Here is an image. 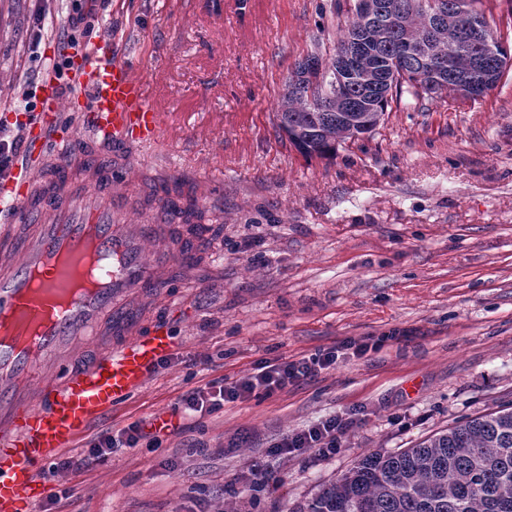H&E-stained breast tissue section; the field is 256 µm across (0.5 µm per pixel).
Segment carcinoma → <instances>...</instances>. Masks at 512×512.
Returning a JSON list of instances; mask_svg holds the SVG:
<instances>
[{"label":"carcinoma","instance_id":"obj_1","mask_svg":"<svg viewBox=\"0 0 512 512\" xmlns=\"http://www.w3.org/2000/svg\"><path fill=\"white\" fill-rule=\"evenodd\" d=\"M372 2L391 24L373 29L356 9L336 26L338 49L365 37L361 75L336 90L329 57L317 50L295 63L284 83L278 126L306 156H334L338 145L373 135L405 94L420 102L462 100L455 85L467 81L477 85V98L512 69L501 37L489 50L476 36L489 24L481 0ZM407 43L424 47L431 63L405 52ZM168 204L183 232L203 240V212L181 209L172 198ZM307 512H512V407L457 422L410 448L361 456Z\"/></svg>","mask_w":512,"mask_h":512}]
</instances>
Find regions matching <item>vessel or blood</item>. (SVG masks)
<instances>
[{
    "label": "vessel or blood",
    "mask_w": 512,
    "mask_h": 512,
    "mask_svg": "<svg viewBox=\"0 0 512 512\" xmlns=\"http://www.w3.org/2000/svg\"><path fill=\"white\" fill-rule=\"evenodd\" d=\"M71 67L76 89L62 94L55 74L40 89L36 121L24 131L31 164L0 178V211L37 214L17 262L0 270V512H23L46 495L43 466L74 447L88 425L142 389L179 343L167 326L141 330L123 303L144 283L161 286L175 244L166 230L142 236L139 224L114 217L111 197L126 194L139 170L125 165L107 190L89 181L64 198L65 174L47 181V138L75 135L100 148L151 150L166 132L145 83L113 61L101 39ZM73 113L77 126L63 116ZM109 323L115 344H88Z\"/></svg>",
    "instance_id": "b4317fda"
}]
</instances>
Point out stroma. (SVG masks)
<instances>
[{"mask_svg":"<svg viewBox=\"0 0 512 512\" xmlns=\"http://www.w3.org/2000/svg\"><path fill=\"white\" fill-rule=\"evenodd\" d=\"M39 0H0V124L25 72L56 61L69 0H49L35 61L25 42ZM354 0H111L88 45L112 41L166 112L160 149L130 147L128 194L148 229L166 225L149 186L179 181L222 228L205 252L166 267V287L132 305L141 326L180 341L167 364L92 422L100 432L171 414L211 382L267 360L382 338L362 358L267 397L225 404L188 428L144 437L78 472H45L54 512H304L321 489L376 450L397 451L455 422L512 406V73L484 97L393 109L369 138L304 157L277 126L284 81L317 39L335 42ZM334 415L355 421L336 454H272ZM271 482L250 499L253 470Z\"/></svg>","mask_w":512,"mask_h":512,"instance_id":"stroma-1","label":"stroma"}]
</instances>
